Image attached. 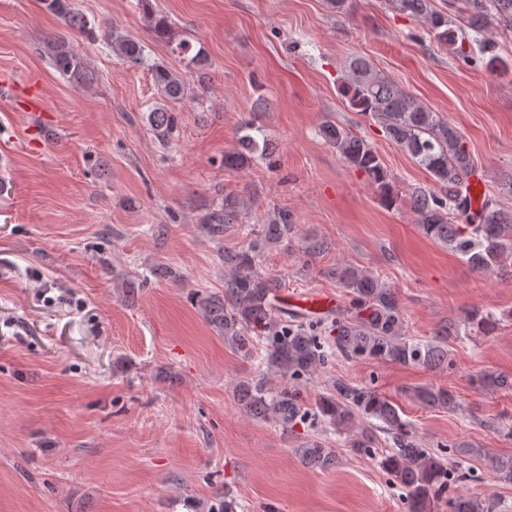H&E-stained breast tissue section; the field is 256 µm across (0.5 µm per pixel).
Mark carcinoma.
Instances as JSON below:
<instances>
[{
    "instance_id": "obj_1",
    "label": "carcinoma",
    "mask_w": 512,
    "mask_h": 512,
    "mask_svg": "<svg viewBox=\"0 0 512 512\" xmlns=\"http://www.w3.org/2000/svg\"><path fill=\"white\" fill-rule=\"evenodd\" d=\"M388 2L391 9L419 18L440 46L465 58L476 48L479 60L490 70L501 63L487 30L493 24L512 29V0H452L450 5H459L454 13L436 9L433 0ZM42 4L86 43L99 41L100 25L73 7L71 0H42ZM152 27L157 37L175 42L172 51L182 56L187 66L198 76L204 75L208 58L202 50H193L187 39L174 41L172 25L162 15L152 18ZM107 41L120 59L134 64L146 61L144 46L137 40L112 32L107 34ZM43 53L59 74L73 82L84 85L96 80L88 56L69 37L48 39ZM154 76L160 102L148 112L147 122L155 140L166 146L178 131L177 109L188 97L189 84L185 74L160 66L154 67ZM342 94L351 110L379 124L389 141L432 176L433 187L415 188L408 197L422 231L477 270L512 265V211L503 210L492 195L484 197L479 209H471L466 189L478 170L457 129L363 57L350 62ZM321 134L345 164L367 175L386 206L397 204L392 176L367 140L334 123L324 125ZM258 150L256 140L246 135L224 154V167L246 169ZM247 206L242 196L228 193L224 203L205 216L202 228L220 243L224 291L198 301L206 321L224 338V344L245 359L258 358L263 367L258 376L235 384L234 398L240 411L290 434L303 428L306 437L298 453L309 467L324 469L336 461L335 449L311 431L348 436L354 452L379 459L389 482L405 491L408 512H427L431 504L443 498L448 499V512H497L492 499L456 492L457 484L465 478L457 462L460 458H486L498 478L511 482V456H490L465 441L451 449L442 443L434 449L423 447L397 408L371 384L334 378L314 404L304 402L308 380L335 354L354 362L449 367L448 331L427 341L405 336V312L396 290L372 272L350 265L328 271L350 296L349 307L316 314L290 312L278 305L283 283L264 271V249L288 238L296 225L288 215L280 214L273 223L263 225L247 245L223 244L229 225L238 223L247 229L240 223ZM466 320L484 334L496 327L494 316L477 309L467 311ZM476 384L481 389L512 390V376L484 375ZM413 395L431 408L453 411L457 407L454 393L443 387H417ZM375 420L390 435L392 447L388 451L376 448L371 429Z\"/></svg>"
}]
</instances>
